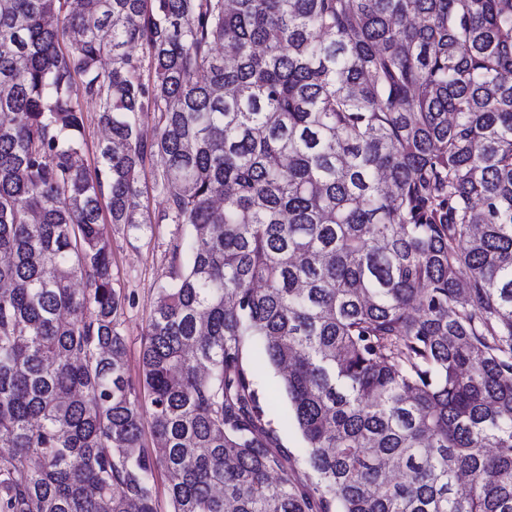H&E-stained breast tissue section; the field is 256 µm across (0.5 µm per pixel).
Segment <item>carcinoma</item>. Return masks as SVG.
<instances>
[{
    "instance_id": "obj_1",
    "label": "carcinoma",
    "mask_w": 512,
    "mask_h": 512,
    "mask_svg": "<svg viewBox=\"0 0 512 512\" xmlns=\"http://www.w3.org/2000/svg\"><path fill=\"white\" fill-rule=\"evenodd\" d=\"M0 255V512H512V0H0ZM86 120V160L93 167L97 164L99 154L97 151L98 144L103 142L107 137V131L98 123L95 105L90 102H82ZM159 163L156 159L152 162H146L144 172L142 173L141 183L144 189V197L142 198L143 204L148 206L149 212L153 215L154 212L157 214L163 207L162 197L153 191V181L156 169L160 168ZM112 252L114 287L129 297L119 316L126 340L130 373L140 372L141 336L154 309L158 288L171 261V243L177 224H145L141 232L106 224Z\"/></svg>"
}]
</instances>
